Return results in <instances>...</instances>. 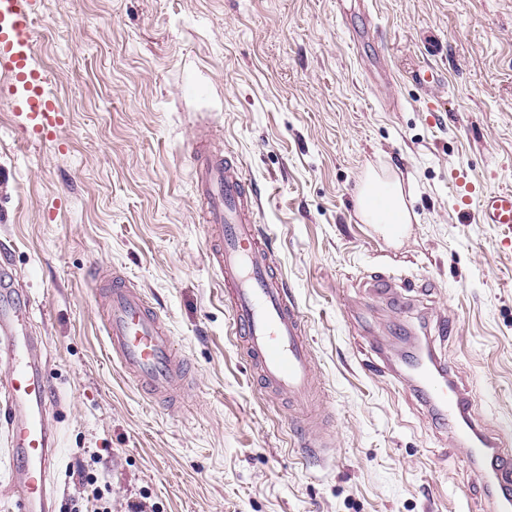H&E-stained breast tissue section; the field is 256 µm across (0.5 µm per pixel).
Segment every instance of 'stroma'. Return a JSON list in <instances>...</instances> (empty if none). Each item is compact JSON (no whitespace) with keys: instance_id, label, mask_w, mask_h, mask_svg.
I'll list each match as a JSON object with an SVG mask.
<instances>
[{"instance_id":"1","label":"stroma","mask_w":512,"mask_h":512,"mask_svg":"<svg viewBox=\"0 0 512 512\" xmlns=\"http://www.w3.org/2000/svg\"><path fill=\"white\" fill-rule=\"evenodd\" d=\"M36 16L67 120L27 141L0 96V250L52 387L56 512H491L393 353L411 328L474 420L512 435V236L478 218L482 195L512 188V0H37ZM201 147L261 197L324 453L231 333ZM370 170L404 188L399 243L356 215ZM101 266L157 304L189 363L170 406L108 357ZM389 275L408 287L380 291Z\"/></svg>"}]
</instances>
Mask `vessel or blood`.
Returning <instances> with one entry per match:
<instances>
[{
    "label": "vessel or blood",
    "instance_id": "1",
    "mask_svg": "<svg viewBox=\"0 0 512 512\" xmlns=\"http://www.w3.org/2000/svg\"><path fill=\"white\" fill-rule=\"evenodd\" d=\"M35 0H0V72L20 83L24 106L17 109L23 129L38 140L62 124L63 113L48 90L49 79L34 56ZM196 191L203 203L211 260L227 302L244 356L273 396L288 400L299 413L314 405L316 367L304 319L288 301L284 278L274 270L270 249L261 245L254 213L257 193L241 171L205 152L193 157ZM480 220L512 229V189L483 195ZM103 326L112 359L155 401L174 397L188 372L184 357L158 308L125 277L106 268ZM30 313L17 302L14 285L0 280V346L6 353L0 378V426L16 464L13 484L4 490L18 512H55L56 497L48 477L58 454L56 428L47 416L50 383L39 363L38 339ZM420 389L439 412L449 435L466 445L480 465L479 477L491 490L496 512H512V447L487 433L471 415V398L436 364L414 368Z\"/></svg>",
    "mask_w": 512,
    "mask_h": 512
}]
</instances>
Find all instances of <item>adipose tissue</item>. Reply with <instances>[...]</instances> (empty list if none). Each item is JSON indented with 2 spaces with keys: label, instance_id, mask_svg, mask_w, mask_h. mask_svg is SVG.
<instances>
[{
  "label": "adipose tissue",
  "instance_id": "obj_1",
  "mask_svg": "<svg viewBox=\"0 0 512 512\" xmlns=\"http://www.w3.org/2000/svg\"><path fill=\"white\" fill-rule=\"evenodd\" d=\"M358 213L365 223L378 225L383 231L411 220L400 183L386 181L373 172L364 178Z\"/></svg>",
  "mask_w": 512,
  "mask_h": 512
}]
</instances>
